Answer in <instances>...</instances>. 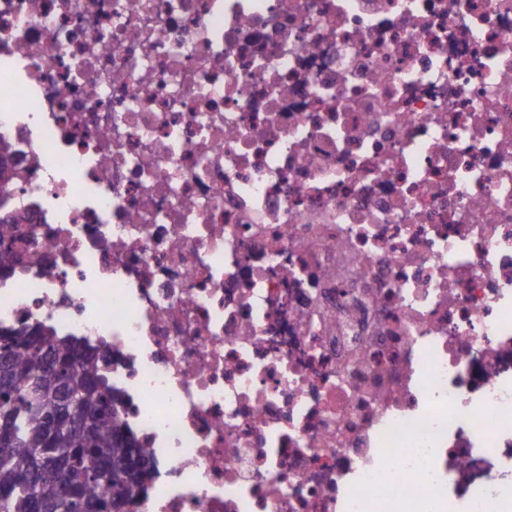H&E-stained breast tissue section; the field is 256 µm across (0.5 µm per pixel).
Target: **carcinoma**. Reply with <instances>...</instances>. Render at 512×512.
Instances as JSON below:
<instances>
[{"label":"carcinoma","mask_w":512,"mask_h":512,"mask_svg":"<svg viewBox=\"0 0 512 512\" xmlns=\"http://www.w3.org/2000/svg\"><path fill=\"white\" fill-rule=\"evenodd\" d=\"M105 357L45 323L0 328V495L4 512H31L43 493L55 512L91 505L128 512L153 465L126 419ZM83 387L79 429L52 431L61 396Z\"/></svg>","instance_id":"obj_1"}]
</instances>
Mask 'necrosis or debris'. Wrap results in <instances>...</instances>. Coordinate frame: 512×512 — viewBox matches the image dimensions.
I'll list each match as a JSON object with an SVG mask.
<instances>
[{"label":"necrosis or debris","mask_w":512,"mask_h":512,"mask_svg":"<svg viewBox=\"0 0 512 512\" xmlns=\"http://www.w3.org/2000/svg\"><path fill=\"white\" fill-rule=\"evenodd\" d=\"M0 142L133 512H512V0H0Z\"/></svg>","instance_id":"1"}]
</instances>
